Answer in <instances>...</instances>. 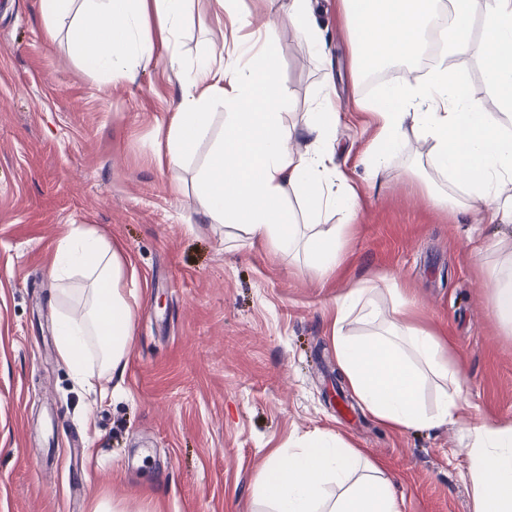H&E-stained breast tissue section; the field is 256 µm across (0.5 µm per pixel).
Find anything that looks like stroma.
Masks as SVG:
<instances>
[{
  "instance_id": "1",
  "label": "stroma",
  "mask_w": 512,
  "mask_h": 512,
  "mask_svg": "<svg viewBox=\"0 0 512 512\" xmlns=\"http://www.w3.org/2000/svg\"><path fill=\"white\" fill-rule=\"evenodd\" d=\"M311 3L319 50L282 26L275 65L297 148L312 141L302 112L323 85L336 87V162L359 197L327 280L304 256L231 240L203 213L196 174L224 130L222 105L186 165L166 161L184 64L224 40L212 0L194 4L182 64L170 62L152 15L150 60L127 54L112 81L82 65L67 29L47 36L39 0H0V512H91L99 495L118 512H260L268 454L315 432L375 460L402 512H472L465 422L397 431L361 409L338 412L329 327L355 281H397L417 323L459 362L473 413L512 421V331L493 313L487 278L512 224L476 234L472 213L429 203L406 174L430 158L416 137L381 180L369 176L361 158L373 127L360 104L377 90L354 70L340 0ZM78 225L137 273L122 397L104 378L80 386L58 355L63 306L49 272Z\"/></svg>"
}]
</instances>
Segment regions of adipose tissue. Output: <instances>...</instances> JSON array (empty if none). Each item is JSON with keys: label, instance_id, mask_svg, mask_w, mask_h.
I'll list each match as a JSON object with an SVG mask.
<instances>
[{"label": "adipose tissue", "instance_id": "1", "mask_svg": "<svg viewBox=\"0 0 512 512\" xmlns=\"http://www.w3.org/2000/svg\"><path fill=\"white\" fill-rule=\"evenodd\" d=\"M310 0H281L269 14L263 40L241 36L253 15L238 0H214L231 25L230 41L209 47L187 68V84L167 130L168 162L183 167L206 137L213 104L224 107V136L197 173L199 203L216 223L237 227L252 245L281 253L304 249L323 278L343 260L348 225L322 228L324 213L354 215L357 191L337 170L330 146L336 139L334 87H326L303 116L313 141L294 149V129L284 127L279 106L287 96L272 59L274 30L289 22L310 48L319 33ZM194 0H40L47 35L74 13L83 21L71 30L84 67L117 78L122 57L144 51L141 24L156 14L171 61ZM358 74L422 55L440 13L451 23L440 33L444 54L460 59L474 48L481 30L486 54L484 77L495 111L474 99L465 77L436 67L421 80L385 86L370 101L379 118L363 164L373 176L392 167L409 132L431 146L429 166L411 165L427 197L442 208L476 211L487 224L512 223V0H342ZM451 185L439 192L427 168ZM305 202L303 215L289 207ZM50 277L58 286L80 278L73 294L79 315L61 313L56 324L58 354L78 384L110 379L112 393L124 395L123 375L134 342L135 272L95 231L73 230L58 244ZM388 295L390 310L378 298ZM330 343L339 369L361 407L383 426L401 431L432 428L460 420L467 407L460 371L448 347L416 325L397 282L377 287L364 280L335 301ZM381 324L380 332L350 334L349 321ZM438 383L434 410H426L422 390ZM467 451L472 512H512V422L469 428ZM256 493L267 512H402V499L382 469L338 436L317 432L276 451L262 467Z\"/></svg>", "mask_w": 512, "mask_h": 512}]
</instances>
